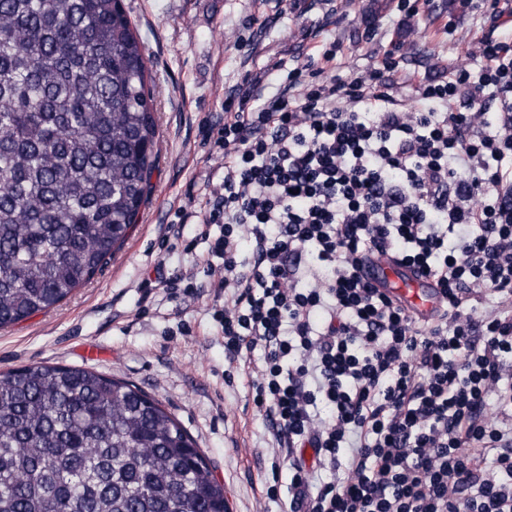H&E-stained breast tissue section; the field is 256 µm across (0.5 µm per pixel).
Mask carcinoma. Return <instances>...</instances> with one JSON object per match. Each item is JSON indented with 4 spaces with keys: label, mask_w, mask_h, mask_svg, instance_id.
I'll return each instance as SVG.
<instances>
[{
    "label": "carcinoma",
    "mask_w": 512,
    "mask_h": 512,
    "mask_svg": "<svg viewBox=\"0 0 512 512\" xmlns=\"http://www.w3.org/2000/svg\"><path fill=\"white\" fill-rule=\"evenodd\" d=\"M152 72L119 0H0V328L121 249L158 163ZM227 512L162 403L88 368L0 372V512Z\"/></svg>",
    "instance_id": "carcinoma-1"
}]
</instances>
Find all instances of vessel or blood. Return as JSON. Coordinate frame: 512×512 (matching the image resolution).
<instances>
[{"instance_id":"1","label":"vessel or blood","mask_w":512,"mask_h":512,"mask_svg":"<svg viewBox=\"0 0 512 512\" xmlns=\"http://www.w3.org/2000/svg\"><path fill=\"white\" fill-rule=\"evenodd\" d=\"M363 274L390 295L407 313L427 321L435 317L442 297L434 283L413 269L404 267L389 256L377 255L368 261Z\"/></svg>"}]
</instances>
